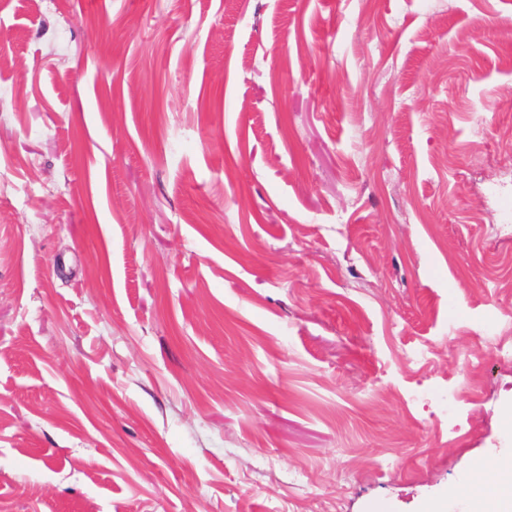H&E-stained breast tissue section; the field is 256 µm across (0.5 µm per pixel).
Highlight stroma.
<instances>
[{"label": "stroma", "mask_w": 512, "mask_h": 512, "mask_svg": "<svg viewBox=\"0 0 512 512\" xmlns=\"http://www.w3.org/2000/svg\"><path fill=\"white\" fill-rule=\"evenodd\" d=\"M0 57V512H466L512 0H0Z\"/></svg>", "instance_id": "1"}]
</instances>
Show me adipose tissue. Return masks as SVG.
Here are the masks:
<instances>
[{
  "instance_id": "obj_1",
  "label": "adipose tissue",
  "mask_w": 512,
  "mask_h": 512,
  "mask_svg": "<svg viewBox=\"0 0 512 512\" xmlns=\"http://www.w3.org/2000/svg\"><path fill=\"white\" fill-rule=\"evenodd\" d=\"M488 470L494 471L493 480H483ZM465 484L472 490L470 512H512V456L478 460Z\"/></svg>"
}]
</instances>
